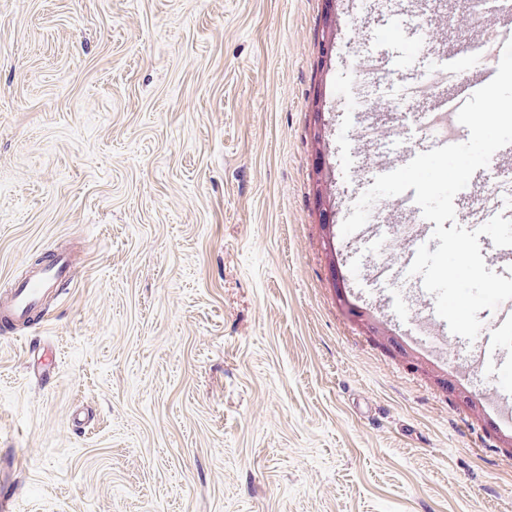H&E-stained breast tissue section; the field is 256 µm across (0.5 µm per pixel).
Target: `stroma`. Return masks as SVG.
I'll return each instance as SVG.
<instances>
[{"label":"stroma","instance_id":"35a3bbf8","mask_svg":"<svg viewBox=\"0 0 512 512\" xmlns=\"http://www.w3.org/2000/svg\"><path fill=\"white\" fill-rule=\"evenodd\" d=\"M462 0H0V298L62 250L75 279L0 328V462L14 512H512V338L437 380L404 283L344 280L323 247L382 160L426 152L417 104L360 145L355 26L371 91L466 65ZM433 28L440 53L416 51ZM330 37V61L320 43ZM325 139L315 143L316 113ZM401 140H394V129ZM327 165L316 171L317 154ZM355 304L405 342L379 344ZM316 204H317V215H318V223L321 228L325 230L324 238L326 247L328 246L329 239L327 235L330 233V230L333 228V216H334V207L335 202L331 198V195H326L323 192L321 187L316 188ZM326 239V240H325ZM329 247V246H328Z\"/></svg>","mask_w":512,"mask_h":512}]
</instances>
